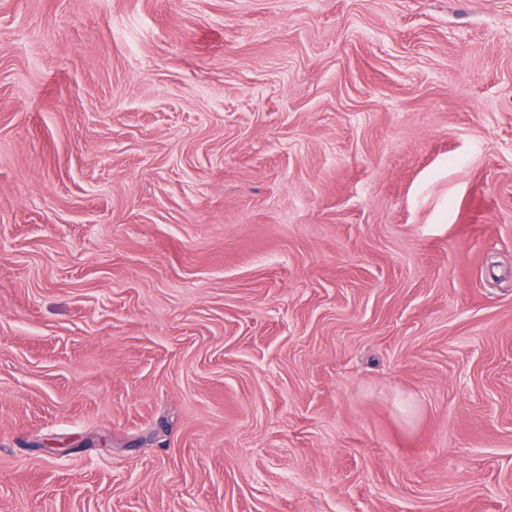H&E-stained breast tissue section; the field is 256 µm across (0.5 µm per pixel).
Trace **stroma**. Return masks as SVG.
Here are the masks:
<instances>
[{
    "mask_svg": "<svg viewBox=\"0 0 512 512\" xmlns=\"http://www.w3.org/2000/svg\"><path fill=\"white\" fill-rule=\"evenodd\" d=\"M0 512H512V0H0Z\"/></svg>",
    "mask_w": 512,
    "mask_h": 512,
    "instance_id": "35a3bbf8",
    "label": "stroma"
}]
</instances>
